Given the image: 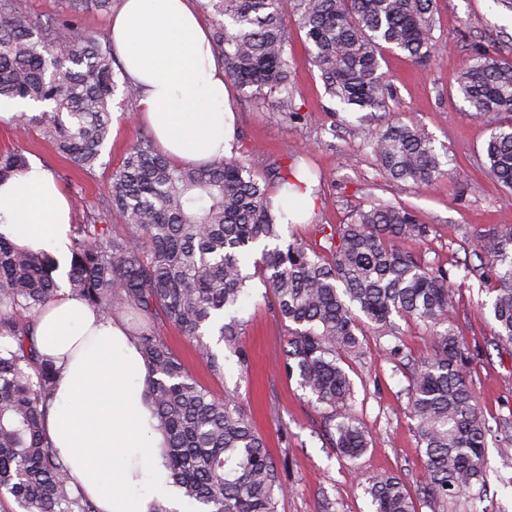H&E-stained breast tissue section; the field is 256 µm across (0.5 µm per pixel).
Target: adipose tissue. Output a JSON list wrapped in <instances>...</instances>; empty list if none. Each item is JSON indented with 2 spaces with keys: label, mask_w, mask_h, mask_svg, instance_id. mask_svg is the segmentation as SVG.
Segmentation results:
<instances>
[{
  "label": "adipose tissue",
  "mask_w": 512,
  "mask_h": 512,
  "mask_svg": "<svg viewBox=\"0 0 512 512\" xmlns=\"http://www.w3.org/2000/svg\"><path fill=\"white\" fill-rule=\"evenodd\" d=\"M106 34L139 89L138 116L158 147L179 166L227 156L224 67L194 0H120ZM72 219L69 195L41 164L0 179V235L53 250L60 281L69 269ZM35 344L59 370L46 434L74 487L99 512L176 506L164 438L145 397L146 367L124 325L63 287L36 318Z\"/></svg>",
  "instance_id": "adipose-tissue-1"
}]
</instances>
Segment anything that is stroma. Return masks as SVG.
Returning a JSON list of instances; mask_svg holds the SVG:
<instances>
[{
    "mask_svg": "<svg viewBox=\"0 0 512 512\" xmlns=\"http://www.w3.org/2000/svg\"><path fill=\"white\" fill-rule=\"evenodd\" d=\"M433 34L442 46L436 61L423 66L402 52H389L382 70L393 95L391 110L417 122L436 146L447 147L448 176L429 186L388 180L370 147L352 130L357 113L344 110L326 93L305 37L293 27L288 30L290 88L299 116L282 119L229 88L228 106L234 115L231 153L258 154L270 167L296 159L321 176L312 217L290 228L311 248L323 245L324 226L346 222L355 209L372 201L407 207L426 224L425 236L404 240L402 247L425 263L446 269L451 279L465 280V287L455 292L448 326L468 357L469 381L492 422L512 415V345L497 339L495 322L482 307L492 279L465 278L464 267L477 262L473 233L512 224V200L483 172V148L490 131L470 115L456 76L475 49L512 54V11L494 0H438ZM110 118L111 139L90 173L45 141L38 127L17 137L13 115L0 116V153L19 149L28 160L52 170L73 200L75 223L81 224L88 217L102 216L101 202L110 193L113 171L129 146L147 132L135 101L114 97ZM250 292L241 311L245 327L239 339L250 358L248 373H241L231 356L224 360L223 375H214L192 341L168 326L161 333L202 385L218 396L234 393L242 402L287 488L278 512H319L324 501L331 503L332 512H372L371 498L356 477L360 471L401 478L417 500L418 512H431L420 493L425 456L409 410L406 362L433 352V332L422 323L399 320L402 353L394 356L389 352L390 338L368 327L362 356L342 355L340 364L354 386L351 409L374 438L352 464L338 458L324 434L327 409L284 373L283 328L264 299L260 280H253ZM486 454L484 484L450 499L444 512H512V442L489 439Z\"/></svg>",
    "mask_w": 512,
    "mask_h": 512,
    "instance_id": "1",
    "label": "stroma"
}]
</instances>
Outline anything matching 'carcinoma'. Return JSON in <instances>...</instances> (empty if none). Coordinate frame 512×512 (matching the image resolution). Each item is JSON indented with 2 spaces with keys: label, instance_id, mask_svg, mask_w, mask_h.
<instances>
[{
  "label": "carcinoma",
  "instance_id": "carcinoma-1",
  "mask_svg": "<svg viewBox=\"0 0 512 512\" xmlns=\"http://www.w3.org/2000/svg\"><path fill=\"white\" fill-rule=\"evenodd\" d=\"M112 0H71V17L37 24L18 0H0V103L46 105L19 115L86 172L98 163L110 134L117 89L114 50L104 34L82 30L77 15L105 10ZM212 43L229 83L271 105L283 119L296 114L290 94L288 20L304 33L311 62L331 98L352 112L388 108L380 72L387 52L428 63L437 0H205ZM473 115L487 121L484 173L512 192V59L479 49L457 77ZM378 167L392 180L429 185L444 174L440 152L420 125L394 116L373 133L358 126ZM27 165L16 150L0 153V178ZM302 180H297V175ZM297 161L272 170L254 159L226 157L205 168L172 165L153 137L141 136L112 173L108 211L121 231L102 219L73 225L66 283L71 295L103 316L132 315L148 371L146 397L167 447L164 463L182 503L197 512H278L285 493L263 436L232 394L200 385L157 325L195 342L211 372L224 373L229 351L248 368L238 316L247 283L259 277L285 328L283 369L329 410L325 432L341 457L355 462L373 440L346 412L353 395L338 354H358L359 334L372 325L398 338L395 318L436 328L448 323L455 286L400 247L426 225L407 209L369 203L327 235L319 253L284 241L280 192H304ZM475 255L494 274L490 310L497 338L512 345V225L478 235ZM55 258L21 249L0 236V504L20 512H98L73 494L67 469L46 441L43 424L58 368L34 341L35 318L59 291ZM410 410L424 448V502L443 504L482 480L487 437L512 438V418L489 425L468 382L464 353L446 329L433 354L410 369ZM373 512H416L400 478L361 473Z\"/></svg>",
  "mask_w": 512,
  "mask_h": 512
}]
</instances>
